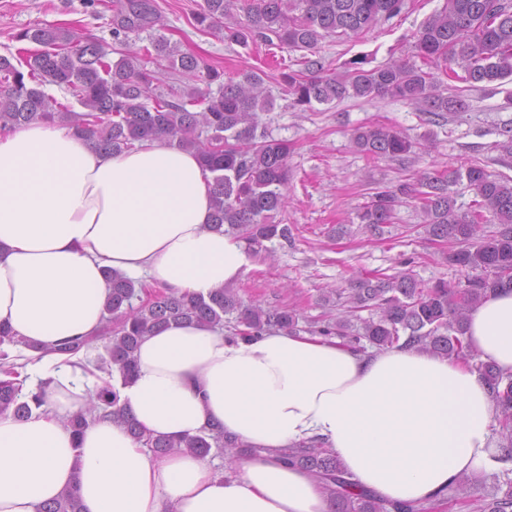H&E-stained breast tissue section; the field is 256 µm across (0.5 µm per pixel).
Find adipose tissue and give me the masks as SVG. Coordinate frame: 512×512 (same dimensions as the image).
Segmentation results:
<instances>
[{
    "instance_id": "adipose-tissue-1",
    "label": "adipose tissue",
    "mask_w": 512,
    "mask_h": 512,
    "mask_svg": "<svg viewBox=\"0 0 512 512\" xmlns=\"http://www.w3.org/2000/svg\"><path fill=\"white\" fill-rule=\"evenodd\" d=\"M212 175L197 154L155 139L119 154L61 124L0 134V326L45 405L0 414V512H40L77 488L83 512H335L279 448L318 445L359 489L442 505L460 475L502 468L494 395L482 375L416 347L362 353L309 333L231 337L207 325L145 336L120 390L146 433L181 440L210 425L256 447L217 473L183 449L155 455L112 418L80 436L64 421L107 372L62 343L102 332L114 271L208 296L250 268L243 241L211 230ZM467 343L512 370V290L468 315Z\"/></svg>"
}]
</instances>
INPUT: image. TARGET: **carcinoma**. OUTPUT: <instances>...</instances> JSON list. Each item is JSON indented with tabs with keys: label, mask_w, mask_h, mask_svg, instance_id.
Segmentation results:
<instances>
[{
	"label": "carcinoma",
	"mask_w": 512,
	"mask_h": 512,
	"mask_svg": "<svg viewBox=\"0 0 512 512\" xmlns=\"http://www.w3.org/2000/svg\"><path fill=\"white\" fill-rule=\"evenodd\" d=\"M233 6L234 0H203L195 21L243 47L261 42L313 54L327 37H357L399 16L406 0H253L241 7V16L226 24L224 18ZM157 21L154 0H116L110 21L112 41L122 45ZM15 39L35 48H21L16 56L0 55V131L36 122L69 124L99 150L112 154L166 138L179 148L197 151L212 174L210 228L245 241L254 256L272 258L275 245L292 242L291 226L276 220L289 181L288 148L257 133V113L273 108L260 74L247 72L238 81L231 77L224 82L221 74L209 70L207 79L218 83L217 91L181 89L167 83V76L179 73L190 79L204 65L162 35L151 40L146 62L123 53L112 59L98 38L79 33L73 25L27 27ZM409 41L412 54L406 58L367 69L365 57L357 56L333 76L322 74L319 60L304 56L301 69L283 75L286 92L303 111L314 102L390 96L414 105L431 121L462 112L466 99L444 94L438 72L471 87L511 77L512 0H446L441 11L410 34ZM149 62L155 68H147ZM48 86L64 90L71 101H58L48 94ZM353 144L372 160L400 158L413 148L412 142L385 126L357 128ZM463 178L476 196L466 211L457 208L450 191L451 184ZM405 196L419 200L426 233L450 244L446 261L455 272V285L443 280L425 284L402 271L362 274L349 279L344 288L330 289L346 315L305 329L295 309L245 305L231 288H219L206 298L162 289L136 306L133 300L145 285L115 273L102 334L107 339L106 356L98 359V369L115 371L126 382L133 379L140 339L172 323L220 326L231 336L306 330L340 338L358 351L384 349L403 340L448 359L471 357L465 342L470 307L512 286V181L492 179L478 164L462 172L423 173L414 184L376 189L358 214L361 230L372 236L383 234ZM490 217L497 225L492 231L486 230ZM478 269L481 274H473ZM364 310L369 311L366 318L358 315ZM23 367L0 349L4 376L0 412L11 408L17 419L29 417L32 406L45 403L41 390L20 400L18 378ZM475 368L494 391L497 434L503 456L512 460V372L483 361ZM98 409L127 424L135 438L156 454L180 447L201 456L213 447L233 457L256 452L224 435L219 425L183 442L146 437L135 428L110 384L91 397L88 413ZM277 455L323 484L336 512L429 510L420 504H385L365 490L353 491L355 483L336 457L322 448L281 449ZM494 479L506 489L472 500L473 512H512V477L505 472ZM40 512H82V505L72 489Z\"/></svg>",
	"instance_id": "obj_1"
}]
</instances>
